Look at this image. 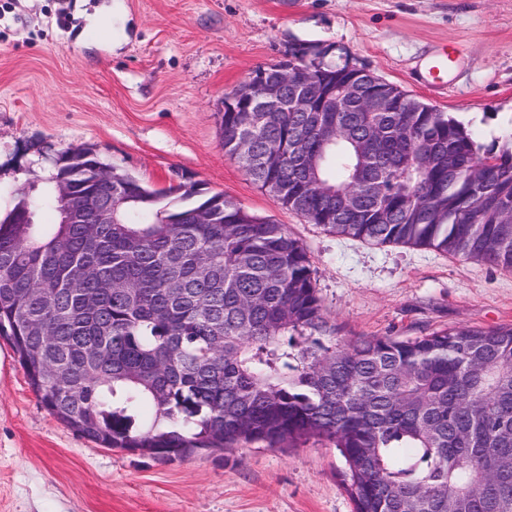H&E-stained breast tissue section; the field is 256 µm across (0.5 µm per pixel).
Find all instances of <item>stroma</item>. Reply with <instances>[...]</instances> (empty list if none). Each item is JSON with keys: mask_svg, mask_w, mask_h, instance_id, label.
<instances>
[{"mask_svg": "<svg viewBox=\"0 0 512 512\" xmlns=\"http://www.w3.org/2000/svg\"><path fill=\"white\" fill-rule=\"evenodd\" d=\"M334 43L488 145L512 135V0H0V208L88 146L154 188L199 184L306 248L335 346L512 325V272L340 236L261 191L220 139L226 94L289 45ZM460 56L432 78L438 46ZM336 449L160 462L54 418L0 338V512H353Z\"/></svg>", "mask_w": 512, "mask_h": 512, "instance_id": "obj_1", "label": "stroma"}]
</instances>
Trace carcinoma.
<instances>
[{
  "mask_svg": "<svg viewBox=\"0 0 512 512\" xmlns=\"http://www.w3.org/2000/svg\"><path fill=\"white\" fill-rule=\"evenodd\" d=\"M318 74L352 72L336 50ZM369 89L390 111L351 102L263 126L223 112L224 153L247 136L258 188L340 235L512 271V136L484 147L397 86ZM64 181L88 223H67ZM112 196L127 202L95 223ZM79 265L91 307L67 285ZM328 334L303 245L221 192L154 189L88 149L0 215V337L80 435L162 461L313 440L340 451L354 512H512V326L338 350ZM52 368L67 391L46 380Z\"/></svg>",
  "mask_w": 512,
  "mask_h": 512,
  "instance_id": "carcinoma-1",
  "label": "carcinoma"
}]
</instances>
